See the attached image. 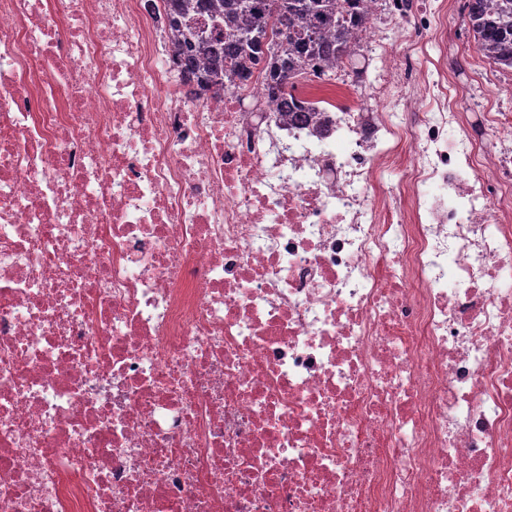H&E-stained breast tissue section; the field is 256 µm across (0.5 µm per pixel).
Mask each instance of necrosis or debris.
Masks as SVG:
<instances>
[{
	"instance_id": "1",
	"label": "necrosis or debris",
	"mask_w": 512,
	"mask_h": 512,
	"mask_svg": "<svg viewBox=\"0 0 512 512\" xmlns=\"http://www.w3.org/2000/svg\"><path fill=\"white\" fill-rule=\"evenodd\" d=\"M163 5L0 0V512H512V113L450 0H368L293 125Z\"/></svg>"
}]
</instances>
